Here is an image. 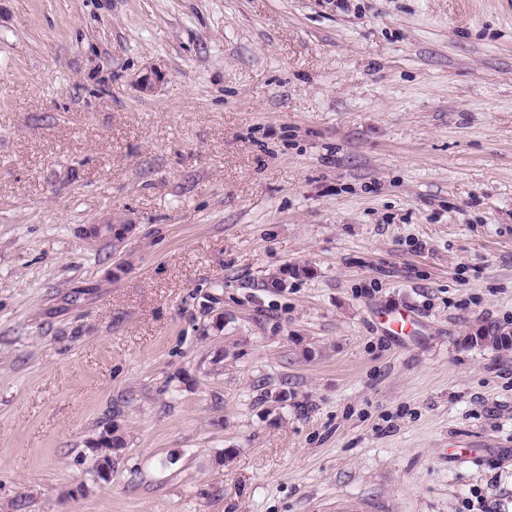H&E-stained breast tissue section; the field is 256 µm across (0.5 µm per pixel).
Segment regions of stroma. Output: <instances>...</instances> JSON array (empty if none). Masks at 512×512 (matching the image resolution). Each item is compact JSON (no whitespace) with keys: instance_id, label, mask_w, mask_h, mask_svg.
<instances>
[{"instance_id":"35a3bbf8","label":"stroma","mask_w":512,"mask_h":512,"mask_svg":"<svg viewBox=\"0 0 512 512\" xmlns=\"http://www.w3.org/2000/svg\"><path fill=\"white\" fill-rule=\"evenodd\" d=\"M493 324L512 0H0V512H512ZM470 345H486L495 350H512V328L497 325L482 326L475 335L467 336Z\"/></svg>"}]
</instances>
